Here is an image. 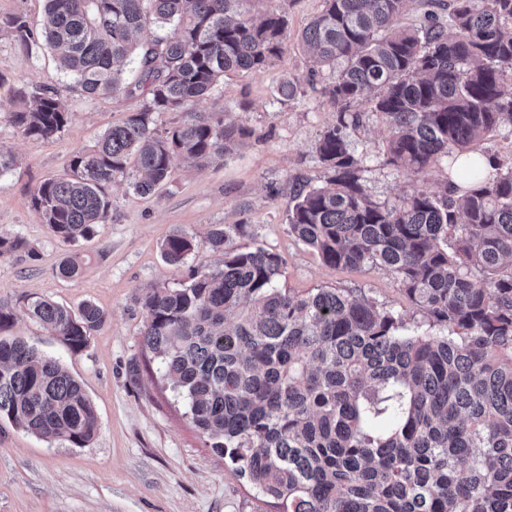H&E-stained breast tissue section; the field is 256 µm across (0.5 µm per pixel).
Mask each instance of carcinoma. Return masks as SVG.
I'll return each mask as SVG.
<instances>
[{"label": "carcinoma", "mask_w": 512, "mask_h": 512, "mask_svg": "<svg viewBox=\"0 0 512 512\" xmlns=\"http://www.w3.org/2000/svg\"><path fill=\"white\" fill-rule=\"evenodd\" d=\"M250 2L46 0L41 36L71 83L88 98L143 102L75 153L67 176L34 189L55 238H91L116 176L135 173L133 190L151 194L176 164L202 167L251 135L202 112L155 129L157 115L227 73L273 64L288 20L257 21ZM407 2L323 0L302 31L311 74L332 72L319 93L337 124L315 145L327 180L296 189L287 221L331 269L392 271L422 320L352 289L280 287L279 255L231 247L241 224H213L203 241L222 266L201 259L140 298L143 343L187 417L281 512H512V167L475 158L484 137L512 127V0H451V34L430 12L419 27L400 25ZM2 28L23 46L33 37L21 15L0 18ZM129 57L133 84L118 68ZM20 99L9 121L23 137L49 139L71 121L54 88ZM364 105L390 133L385 164L417 176L444 160L457 180L373 201L346 135ZM197 248L176 231L161 252L179 270ZM81 269L76 253L59 274ZM25 309L74 352L105 319L90 302L74 311L31 296ZM12 322L0 306V419L86 446L98 431L91 400L56 359L4 335Z\"/></svg>", "instance_id": "cac0c4a2"}]
</instances>
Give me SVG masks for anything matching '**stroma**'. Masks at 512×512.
<instances>
[{"label": "stroma", "instance_id": "obj_1", "mask_svg": "<svg viewBox=\"0 0 512 512\" xmlns=\"http://www.w3.org/2000/svg\"><path fill=\"white\" fill-rule=\"evenodd\" d=\"M45 4L0 0V17L24 14L37 35L24 47L0 33V144L18 157L17 166L0 175V236L24 238L32 248L0 260V305L14 312L9 335L24 337L81 383L99 428L87 446L78 448L0 420V512H280L276 500L258 495L205 447L183 402L163 379L158 359L143 347L140 297L147 286L180 277L162 257L167 236L181 231L199 238L213 224H243L247 232L235 237L234 247L260 246L279 254L281 287L298 293L357 288L407 322L420 320L392 272L328 268L288 232L290 194L327 178L315 144L336 122L335 108L312 89L330 81L331 73L311 75L300 40L322 0H252L254 17L274 11L288 19L279 58L262 71L229 73L208 96L187 102L184 112H165L157 119L162 129L181 122L185 112H205L248 127L251 137L203 168H175L172 183L150 196L137 194L129 177H117L106 188L109 219L76 245L60 242L42 224L31 194L43 180L63 175L75 152L92 148L140 101L122 93L91 99L72 88L38 38ZM286 80L298 87L290 99L279 94ZM43 87L61 93L72 120L52 139L22 137L8 117L20 105L19 92ZM347 136L352 150L365 158L366 189L377 202L391 203L422 188L439 192L447 184L443 164L416 177L385 165L388 132L373 113H364L360 127ZM75 253L85 261L82 275L59 278V264ZM31 295L74 308L90 301L106 319L76 353L26 316L24 300Z\"/></svg>", "mask_w": 512, "mask_h": 512}]
</instances>
